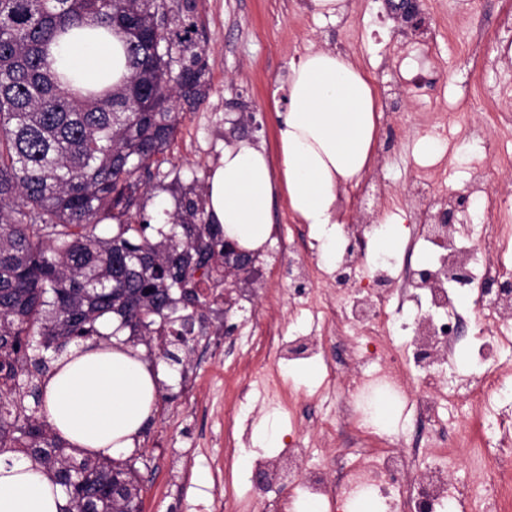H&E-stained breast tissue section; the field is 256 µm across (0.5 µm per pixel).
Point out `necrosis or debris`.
<instances>
[{
  "instance_id": "obj_1",
  "label": "necrosis or debris",
  "mask_w": 512,
  "mask_h": 512,
  "mask_svg": "<svg viewBox=\"0 0 512 512\" xmlns=\"http://www.w3.org/2000/svg\"><path fill=\"white\" fill-rule=\"evenodd\" d=\"M459 222L440 246L431 276L422 286L403 280L385 263L364 271L369 241L377 227L350 224L345 245L337 253V266L347 276L317 271L312 252L298 262L304 286L297 304L320 310L323 326L341 349L326 356L316 334L283 338L270 317L255 320L258 336L253 347L264 357L289 354L301 360L325 358L328 375L343 390L332 414L316 417L312 428L332 444L334 458L356 455L353 467L325 477L302 474L305 494L327 499L331 512H341L349 495L377 488L388 493L393 485H406L404 499L393 502V512H445L456 504L463 512H512V415L496 411L508 385L494 367L498 350L512 346V290L498 287L503 278L499 249L505 229L494 210H486L479 238L463 232L470 221L467 208H457ZM474 319L479 327L476 346L480 372L448 384L442 368L452 360L461 342V326ZM405 332L408 352L391 344L395 330ZM382 387L414 406L427 434L411 440L391 439L370 424L356 405L357 395ZM468 401L470 411L461 425L443 422L439 410L455 398ZM476 454L482 476L478 482L457 485L450 469L458 462L456 449ZM420 457L435 459L425 475L412 472Z\"/></svg>"
}]
</instances>
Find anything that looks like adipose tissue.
<instances>
[{
    "label": "adipose tissue",
    "mask_w": 512,
    "mask_h": 512,
    "mask_svg": "<svg viewBox=\"0 0 512 512\" xmlns=\"http://www.w3.org/2000/svg\"><path fill=\"white\" fill-rule=\"evenodd\" d=\"M51 69L76 86L119 84L128 70L119 36L83 31L52 47ZM288 107L277 129L279 163L241 139L225 146L205 184L206 212L240 249L263 250L271 234V206L283 192L295 218L310 227L327 266L336 263L342 222L340 191L370 165L376 131L374 89L350 57L318 50L291 64L283 84ZM107 342H86L60 356L43 386L49 422L73 447L116 455L133 447L156 407L152 370L132 347L100 323ZM62 491L29 460L0 459V512H59Z\"/></svg>",
    "instance_id": "obj_1"
}]
</instances>
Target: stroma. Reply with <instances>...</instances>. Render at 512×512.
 <instances>
[{
	"label": "stroma",
	"instance_id": "35a3bbf8",
	"mask_svg": "<svg viewBox=\"0 0 512 512\" xmlns=\"http://www.w3.org/2000/svg\"><path fill=\"white\" fill-rule=\"evenodd\" d=\"M190 19L204 37L206 96L180 105V122L154 170L156 190L145 194L146 214L173 208L166 187L204 185L206 173L225 144L237 138L262 143L277 156L274 91L291 63L313 50L352 57L371 81L380 110L374 163L362 180L348 186L342 207L352 224H375L388 216L401 229L410 220L404 191L422 163L423 141L433 140L441 176L436 190L469 189L476 159H484L492 198L512 229V123L503 124L482 105L500 84L512 82V48L497 52L495 32L506 0H418L422 25L398 21L385 0H347L336 21L314 17L310 0H195ZM428 57L429 92L412 82L409 54ZM452 109L450 134L433 136L421 120L439 106ZM481 123L499 145L485 154L480 145L464 148L467 128ZM270 243L262 254L266 281L251 302L274 314L284 336L310 332V312L296 308L292 286L282 273L288 258L278 246L282 236L310 239L308 225L294 219L283 194L272 205ZM206 334L184 364H169L157 345L135 347L159 374L154 415L120 460L134 464L140 477V512H265L267 501L282 497L299 502L294 470L286 452L292 419L300 410L329 412L333 394L328 374L316 359L258 360L242 325L246 313L223 305L204 309ZM235 323L237 343L226 346L225 322ZM251 371L252 392L235 401L225 391L226 369ZM271 425L273 458L283 483L260 491V477L243 459L263 425Z\"/></svg>",
	"mask_w": 512,
	"mask_h": 512
}]
</instances>
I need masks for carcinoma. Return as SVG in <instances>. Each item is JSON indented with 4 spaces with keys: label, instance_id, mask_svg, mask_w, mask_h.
<instances>
[{
    "label": "carcinoma",
    "instance_id": "carcinoma-1",
    "mask_svg": "<svg viewBox=\"0 0 512 512\" xmlns=\"http://www.w3.org/2000/svg\"><path fill=\"white\" fill-rule=\"evenodd\" d=\"M195 0H0V455L17 452L60 486V512H138L139 477L127 461L71 447L25 404L39 399L33 338L59 354L77 338L113 333L162 357L196 336L209 305L196 268L224 259L220 225L205 219V189L173 193L161 228L132 221L152 168L180 119L177 103L204 94L205 52L181 17ZM93 23L123 38L129 73L102 90L75 89L50 69V45ZM161 43L166 53L155 51ZM110 221L108 236L96 233Z\"/></svg>",
    "mask_w": 512,
    "mask_h": 512
}]
</instances>
